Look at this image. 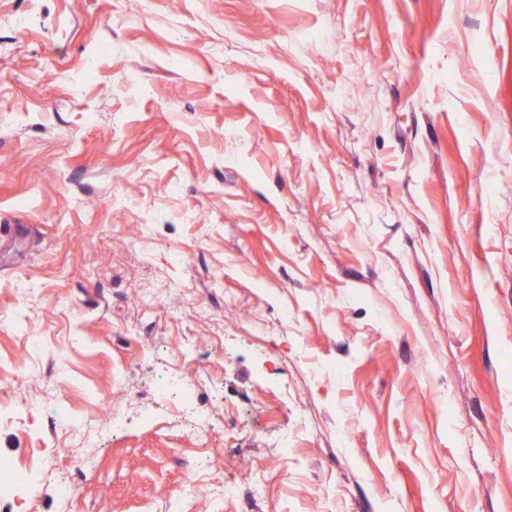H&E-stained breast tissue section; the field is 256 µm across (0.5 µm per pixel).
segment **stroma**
<instances>
[{"instance_id":"35a3bbf8","label":"stroma","mask_w":512,"mask_h":512,"mask_svg":"<svg viewBox=\"0 0 512 512\" xmlns=\"http://www.w3.org/2000/svg\"><path fill=\"white\" fill-rule=\"evenodd\" d=\"M0 406L69 512H512V0H0Z\"/></svg>"}]
</instances>
